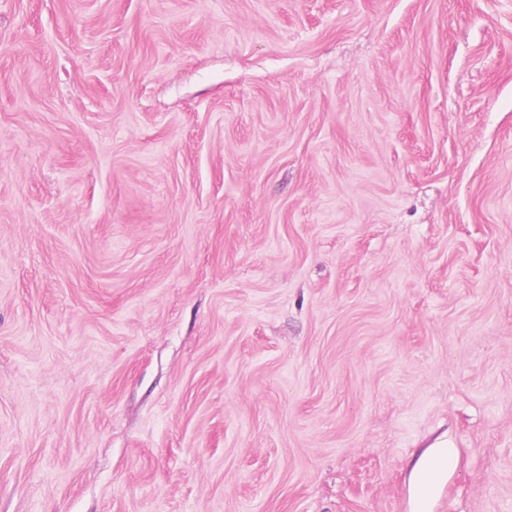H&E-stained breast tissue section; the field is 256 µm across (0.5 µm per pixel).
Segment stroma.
I'll return each mask as SVG.
<instances>
[{"label":"stroma","instance_id":"1","mask_svg":"<svg viewBox=\"0 0 512 512\" xmlns=\"http://www.w3.org/2000/svg\"><path fill=\"white\" fill-rule=\"evenodd\" d=\"M512 512V0H0V512ZM450 463V453L446 446L435 448L421 464L417 476V510L427 512L426 504L433 489L434 477Z\"/></svg>","mask_w":512,"mask_h":512}]
</instances>
